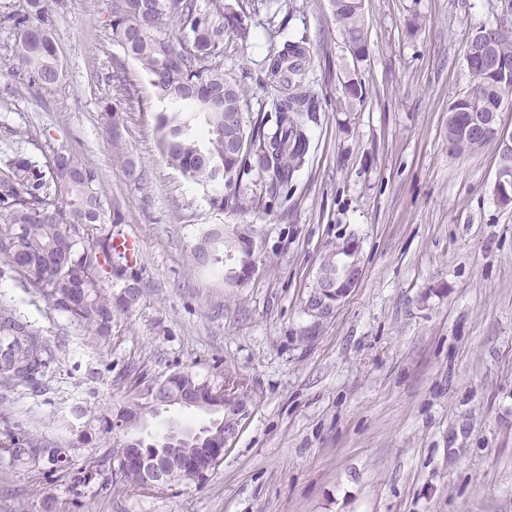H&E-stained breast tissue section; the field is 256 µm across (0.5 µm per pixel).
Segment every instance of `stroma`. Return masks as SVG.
<instances>
[{"instance_id": "stroma-1", "label": "stroma", "mask_w": 512, "mask_h": 512, "mask_svg": "<svg viewBox=\"0 0 512 512\" xmlns=\"http://www.w3.org/2000/svg\"><path fill=\"white\" fill-rule=\"evenodd\" d=\"M512 0H364L369 53L355 58L330 0H243L247 39L224 36L219 62L247 93L244 117L271 111L266 59L308 37L318 100L307 161L267 208L265 179L242 172L239 210L158 148L162 105L112 38V0L49 7L58 83L34 84L0 21V158L47 163L75 152L140 246L141 295L102 340L10 277L9 304L47 347L37 382L0 381V434L69 439L136 377L187 368L228 373L252 406L204 485L128 491L90 512H512V206L492 189L494 146L448 148V106L468 94L475 32ZM363 99L346 106L348 79ZM117 104L131 183L98 118ZM250 224L258 270L241 285L195 266L205 228ZM361 279L326 319L306 301L325 253L347 238ZM79 512L65 487L0 455V512Z\"/></svg>"}]
</instances>
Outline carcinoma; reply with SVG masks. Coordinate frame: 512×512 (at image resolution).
<instances>
[{"label":"carcinoma","instance_id":"obj_1","mask_svg":"<svg viewBox=\"0 0 512 512\" xmlns=\"http://www.w3.org/2000/svg\"><path fill=\"white\" fill-rule=\"evenodd\" d=\"M336 21L352 51L368 53L363 0H332ZM174 18L185 41L175 42L155 34L165 18ZM20 30L18 55L37 84L49 90L58 82L56 47L45 30V21L30 23L27 15L10 17ZM112 36L121 42L127 56L148 77L166 109L157 115L160 148L170 165L193 180L211 182L220 166L224 172L225 194L214 198L219 208H240L243 202L233 191L238 176L254 166L267 177L266 193L275 198L292 182L306 163L310 149L307 126L316 119L317 103L306 82L311 64L310 48L303 39L285 44L267 65V85L276 92L274 111L264 112L246 123L243 111L245 91L227 79L216 56L224 44V33L248 37L244 20L225 12L224 0H209L198 9L196 0H113ZM492 54L512 60V27L507 22L483 29ZM474 78L470 92L448 107V149L462 154L476 146L496 145L487 139L474 143L468 127L474 108L499 112L512 99V70L490 73L480 60L469 66ZM101 120L110 132L112 146L122 153L123 116L118 105H107ZM233 127L240 147H226L224 128ZM124 217L102 200L96 169L76 153L65 151L42 166L16 150L0 163V262L26 284L37 290L71 322L85 327L94 336L112 335L114 311H127L140 297V277L125 256L112 252V239L120 235ZM251 225L225 224L222 232H206L195 250L194 259L202 267L224 263L210 240L217 238L224 250L237 255L239 263L252 256ZM347 252L338 245L320 266L324 279L336 277ZM135 286V297L112 293L114 282ZM45 347L12 310L0 307V377L26 380L46 367ZM227 378L200 379L189 370L177 371L155 381L159 393L172 400L191 394L209 402L212 393L224 389ZM148 402L133 395L115 408L95 418L97 434L88 429L75 440L64 443L38 439L25 432L7 433L0 440L15 462L52 482H61L73 496V504L85 506V490L94 498H110L112 491L145 490L146 482L138 466L126 461L162 441L163 436L144 435L142 423L153 413ZM200 434L210 437L198 442L182 437L178 459L167 463L169 483H204L217 470L210 448L224 439V430L213 422ZM91 448L78 464L72 453Z\"/></svg>","mask_w":512,"mask_h":512}]
</instances>
